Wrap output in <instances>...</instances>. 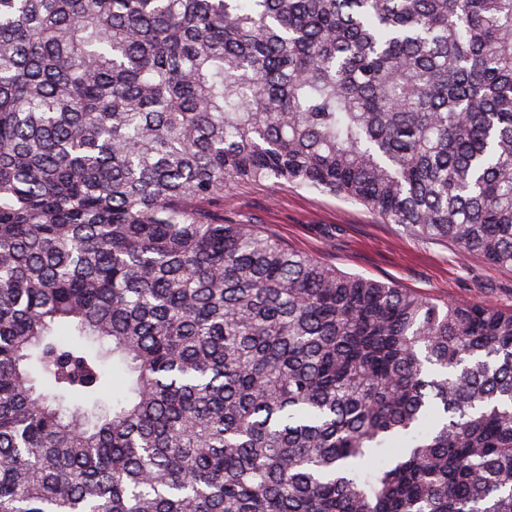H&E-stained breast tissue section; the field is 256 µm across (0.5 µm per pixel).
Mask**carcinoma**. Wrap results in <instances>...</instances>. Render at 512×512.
Returning a JSON list of instances; mask_svg holds the SVG:
<instances>
[{"label": "carcinoma", "mask_w": 512, "mask_h": 512, "mask_svg": "<svg viewBox=\"0 0 512 512\" xmlns=\"http://www.w3.org/2000/svg\"><path fill=\"white\" fill-rule=\"evenodd\" d=\"M282 180L512 267V0H0V512H512V307ZM224 221L253 224L342 272L442 301L512 307V267L478 254L459 260L452 241L412 235L338 196L284 181L244 183L224 191Z\"/></svg>", "instance_id": "carcinoma-1"}]
</instances>
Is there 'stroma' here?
Wrapping results in <instances>:
<instances>
[{
	"mask_svg": "<svg viewBox=\"0 0 512 512\" xmlns=\"http://www.w3.org/2000/svg\"><path fill=\"white\" fill-rule=\"evenodd\" d=\"M224 218L253 225L349 274L442 301L487 300L512 307V267L477 254L458 259L452 241L412 235L338 196L288 182L244 183L225 191Z\"/></svg>",
	"mask_w": 512,
	"mask_h": 512,
	"instance_id": "obj_1",
	"label": "stroma"
}]
</instances>
